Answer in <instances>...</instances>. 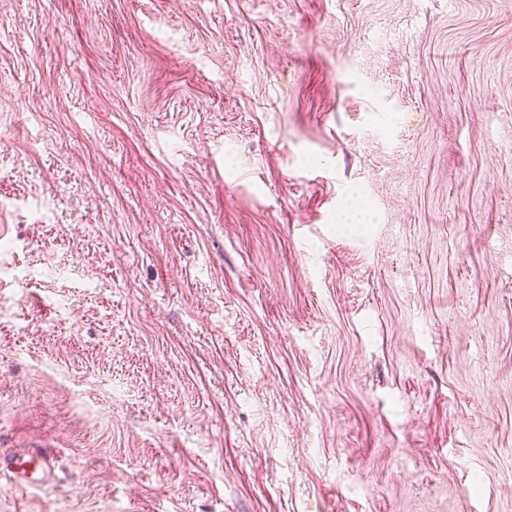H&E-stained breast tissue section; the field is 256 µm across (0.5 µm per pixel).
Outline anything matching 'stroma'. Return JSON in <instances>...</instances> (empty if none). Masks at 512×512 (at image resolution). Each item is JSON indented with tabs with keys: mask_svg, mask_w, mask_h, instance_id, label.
I'll return each instance as SVG.
<instances>
[{
	"mask_svg": "<svg viewBox=\"0 0 512 512\" xmlns=\"http://www.w3.org/2000/svg\"><path fill=\"white\" fill-rule=\"evenodd\" d=\"M31 448L0 512H512V0H0ZM57 456L47 451L0 459V471L10 473L16 487L41 490L57 480Z\"/></svg>",
	"mask_w": 512,
	"mask_h": 512,
	"instance_id": "35a3bbf8",
	"label": "stroma"
}]
</instances>
